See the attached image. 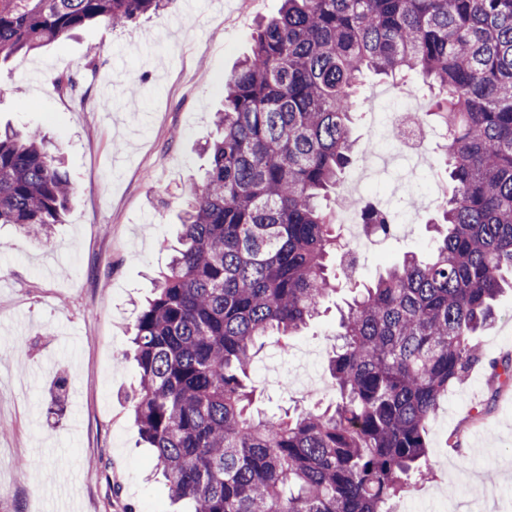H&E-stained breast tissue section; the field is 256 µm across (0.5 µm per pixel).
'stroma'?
<instances>
[{
  "label": "stroma",
  "instance_id": "obj_1",
  "mask_svg": "<svg viewBox=\"0 0 512 512\" xmlns=\"http://www.w3.org/2000/svg\"><path fill=\"white\" fill-rule=\"evenodd\" d=\"M281 0H170L125 26L96 22L0 64V130H41L63 154L73 193L61 224L37 239L0 224V512H171L154 478L129 395L139 377L130 331L154 279L166 269L191 183H202V144L224 79L249 52L259 20ZM72 79L77 94L58 92ZM367 103L354 135L372 142L370 113L392 82L366 76ZM138 108H130V98ZM426 181L405 182L391 205L417 223L359 251L355 282L341 281L326 311L289 351L275 337L253 364L255 406L281 415L333 398L328 359L338 311L353 283L376 278L404 253L428 254L436 208ZM474 341L483 360L443 399L429 422L427 478L404 501L440 512L457 467L495 489L494 512H512V382L492 379L490 360L512 355V290Z\"/></svg>",
  "mask_w": 512,
  "mask_h": 512
}]
</instances>
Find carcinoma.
Returning a JSON list of instances; mask_svg holds the SVG:
<instances>
[{
	"label": "carcinoma",
	"mask_w": 512,
	"mask_h": 512,
	"mask_svg": "<svg viewBox=\"0 0 512 512\" xmlns=\"http://www.w3.org/2000/svg\"><path fill=\"white\" fill-rule=\"evenodd\" d=\"M170 0H0V58ZM415 74L447 131L451 191L414 253L355 288L330 373L336 400L253 410L262 339L289 345L356 272L332 214L358 152L365 72ZM220 137L184 209L181 248L133 324L134 423L185 512H389L428 456L440 399L512 287V0H282L224 82ZM73 184L36 131L0 135V224L49 236ZM364 224L387 237L392 217ZM344 252L339 268L331 259Z\"/></svg>",
	"instance_id": "cac0c4a2"
}]
</instances>
